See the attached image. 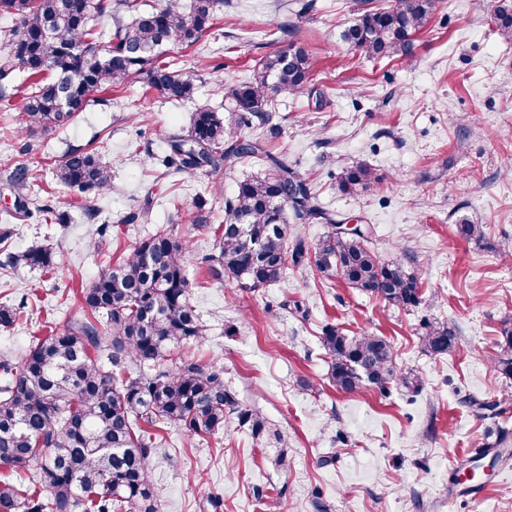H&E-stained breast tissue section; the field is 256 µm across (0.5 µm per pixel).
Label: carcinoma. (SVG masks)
Instances as JSON below:
<instances>
[{
	"label": "carcinoma",
	"instance_id": "carcinoma-1",
	"mask_svg": "<svg viewBox=\"0 0 512 512\" xmlns=\"http://www.w3.org/2000/svg\"><path fill=\"white\" fill-rule=\"evenodd\" d=\"M223 0H0V13L13 25L0 30V100L21 93L22 132L62 127L86 110L92 95L144 78L170 103L195 93L168 47L192 46L212 28ZM432 0H391L386 9L358 10L342 38L371 59L405 57L412 37L426 24ZM495 31L512 40V0H496ZM312 60L296 43L265 56L253 81L227 90L235 122L209 109L193 113L185 135L165 137L162 156L149 154L165 176L200 171L221 186L224 170L245 160L268 165L264 178L243 180L224 200V223L213 228L204 201L195 202L193 223L213 234L215 251L201 257L208 274L255 292L279 284L288 267L314 264L326 280L340 277L352 287L402 309L422 302L421 277L402 261H383L368 246L369 229H342L346 218L323 209L312 182L241 129L274 131L270 98L296 95L310 80ZM55 180L77 194L69 203L94 224L99 208L90 195L112 190V166L93 151L69 147L54 166ZM339 188L363 190L377 182L366 163L341 168ZM7 183L15 212L34 224H64L69 213L52 193L28 196L30 169L19 164ZM292 224H325L317 242L291 232ZM190 246L166 229L134 247L120 263L103 270L82 289L92 320L74 330L33 337L17 360L0 359V512H160L150 482L157 431L174 425L190 437L224 429L226 412L237 414L253 438L270 436L265 416L239 402L224 382V368L184 360L171 367L168 354L206 328L190 300ZM5 269L45 274L58 269L48 245L9 251ZM35 304L24 298L0 306V329L33 319ZM424 350L441 356L458 344L448 324L427 319ZM321 347L329 359L328 381L352 393L382 391L398 382L421 387L412 373L398 371L391 344L380 336H351L336 325L323 329ZM487 418L507 413L508 400H470ZM38 470V482L24 486L21 473Z\"/></svg>",
	"mask_w": 512,
	"mask_h": 512
}]
</instances>
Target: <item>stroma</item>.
Instances as JSON below:
<instances>
[{
	"instance_id": "1",
	"label": "stroma",
	"mask_w": 512,
	"mask_h": 512,
	"mask_svg": "<svg viewBox=\"0 0 512 512\" xmlns=\"http://www.w3.org/2000/svg\"><path fill=\"white\" fill-rule=\"evenodd\" d=\"M493 5L434 0L410 58L370 61L341 39L357 0H224L197 45L172 51L195 77L192 101L172 105L141 79L113 89L108 105L90 103L68 127L32 136L20 130L22 96L0 107V246L51 243L61 255L52 276L0 270V305L32 291L52 328L77 327L88 315L81 288L165 228L190 244L192 299L207 326L205 341L175 349L170 365L223 366L240 401L258 407L275 433L255 441L232 414L211 437L167 427L151 458L163 512H512V462L494 470L481 498L454 484L460 464L497 438L471 400L512 397V379L494 368L505 353L501 322L512 318V258L502 250L512 243V43L494 32ZM293 41L309 51L310 84L328 92V103L315 108L305 92L273 97L280 124L265 132V145L312 181L324 207L370 225V247L381 259L418 271L423 302L416 308L389 306L339 278L319 280L310 266L288 268L279 285L255 293L208 281L197 258L212 252L214 239L189 222L196 198L211 222H223L237 183L267 175L268 167L236 164L213 191L203 173L165 176L148 153L129 149L142 140L163 153V136L187 133L202 107L233 120L223 85L252 78L260 59ZM70 146L112 165V189L97 200V224L109 227L104 236L76 209L67 224L13 217L15 195L4 180L20 163L36 176L33 193L50 189L70 202L52 174ZM356 162L369 164L378 181L347 194L335 175ZM174 193L182 211L169 205ZM132 213L139 219L130 224ZM462 218L483 225L484 239L459 237ZM289 297L303 302L305 314L286 307ZM427 318L457 328L455 351L436 358L423 350ZM329 324L386 338L399 371L422 377L420 390L331 387L320 343ZM230 327L235 335H227ZM281 452L284 469L274 463ZM210 494L217 505L207 502Z\"/></svg>"
}]
</instances>
